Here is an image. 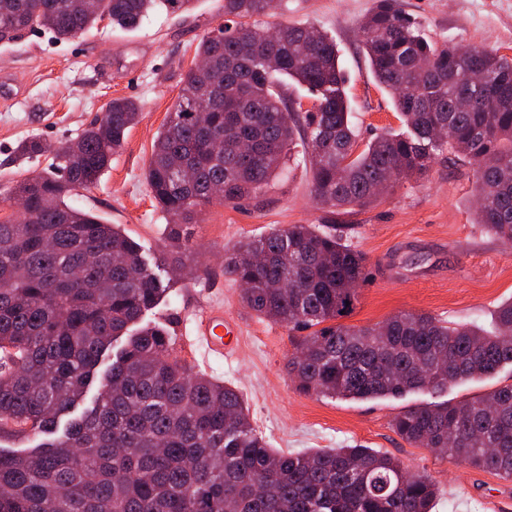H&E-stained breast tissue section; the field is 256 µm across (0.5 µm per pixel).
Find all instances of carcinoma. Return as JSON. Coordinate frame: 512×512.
Masks as SVG:
<instances>
[{
  "instance_id": "carcinoma-1",
  "label": "carcinoma",
  "mask_w": 512,
  "mask_h": 512,
  "mask_svg": "<svg viewBox=\"0 0 512 512\" xmlns=\"http://www.w3.org/2000/svg\"><path fill=\"white\" fill-rule=\"evenodd\" d=\"M73 2L0 0V32L41 28L68 39L103 21L134 30L191 0H93L84 11ZM270 3L224 0V23L196 49L205 67L190 69L156 136L145 178L171 247L192 249L179 227L214 200L262 195L299 146L314 198L347 213L375 202L390 173L398 183L440 154L463 159L481 197L476 223L512 242V58L432 41L397 0H375L362 48L401 128L360 150L336 42L314 24L270 25ZM474 71L483 80H470ZM284 81L311 92L312 106L294 108ZM463 94L468 112L456 110ZM140 110L133 98L112 99L74 155L66 142L53 149L35 137L18 146L25 159L51 162L37 182L7 190L23 213L0 221V434L43 440L24 453L0 449V512H432L439 486L381 450L269 447L236 389L191 371L169 326L141 324L171 281L117 225L71 203L74 189L98 184ZM439 129L449 138H436ZM253 254L264 262H250ZM224 274L248 284L241 300L258 317L308 331L288 358L306 395L442 392L512 364V300L489 330L418 313L337 322L367 271L334 224H289L243 241L226 253ZM94 383L91 406L74 414ZM392 427L442 459L512 479V384L411 407Z\"/></svg>"
}]
</instances>
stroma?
Here are the masks:
<instances>
[{"label": "stroma", "instance_id": "1", "mask_svg": "<svg viewBox=\"0 0 512 512\" xmlns=\"http://www.w3.org/2000/svg\"><path fill=\"white\" fill-rule=\"evenodd\" d=\"M374 0H288L281 22H313L335 39L348 74L346 93L359 143L398 129L394 104L376 82L360 41ZM402 10L437 41L452 39L512 57V0H400ZM224 22V0H193L188 10L159 12L128 31L99 25L57 40L34 29L0 42V188L40 173L47 158L17 159L28 137L50 145L74 139L115 97L137 99L141 117L91 190L76 200L120 225L149 261L168 250L167 219L144 180L158 130L165 123L204 35ZM473 167L437 156L428 172L396 185L366 208L330 213L311 193L310 159L298 154L289 173L255 199L213 203L183 231L195 251L148 323L170 324L176 353L192 370L237 389L253 425L284 451L361 445L426 472L440 487L435 512H512V481L440 459L405 442L395 416L421 404L472 398L512 383V365L497 375L442 393L349 401L300 393L286 369L293 350L287 328L243 306L240 286L224 273V253L239 241L287 224H339L367 262L357 302L343 324L363 327L404 312L490 327L496 307L512 298V243L491 237L474 217ZM223 306L242 325L238 350L203 361L188 330L209 306Z\"/></svg>", "mask_w": 512, "mask_h": 512}]
</instances>
